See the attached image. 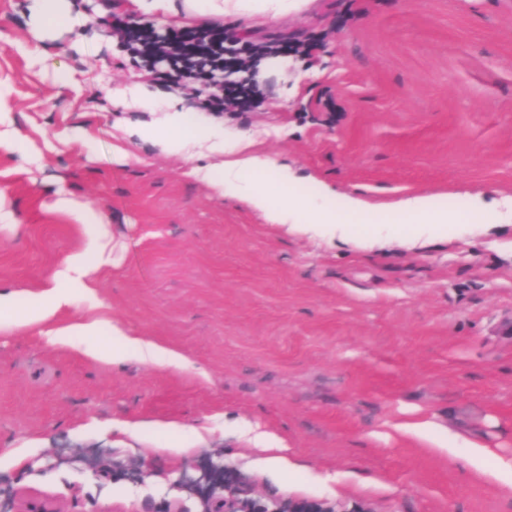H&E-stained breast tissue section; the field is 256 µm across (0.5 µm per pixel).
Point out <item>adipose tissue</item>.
Here are the masks:
<instances>
[{"label":"adipose tissue","mask_w":512,"mask_h":512,"mask_svg":"<svg viewBox=\"0 0 512 512\" xmlns=\"http://www.w3.org/2000/svg\"><path fill=\"white\" fill-rule=\"evenodd\" d=\"M129 3L147 14L158 12L165 17L180 18L182 25L187 26L192 20L211 16L274 21L299 10L305 0H129ZM30 11L32 35L38 40L48 31L61 27L75 30L86 22L72 0H32ZM114 98L127 109L155 116L154 121L127 127V138L149 142L160 154L170 156H186L195 148H206L217 157L216 163L201 169L211 186L218 194L238 198L263 213L269 223L288 226L297 234H326L349 241L355 223L365 220L369 214L367 204L358 198L349 199L339 213L326 210L323 202L317 200L298 202L293 195L297 178L290 167L255 151L252 139L245 133L224 127L211 117L190 116L174 100H161L159 90L149 85L116 89ZM86 135V129L73 128L64 131L57 140H45L39 148L17 133L9 113L0 111V149L16 154L26 164L42 159L44 151L54 150L56 144L85 142ZM52 208L86 228L87 239L55 268L48 286L30 294L26 302H19L16 291L0 290V330L36 327L51 345H66L81 336L86 340L88 356L115 365L133 357L165 370L190 368L191 360L178 350L132 335L120 322L97 315L99 300L94 279L112 264V255L104 244L108 235L106 221L96 208L64 188L56 191ZM396 217L411 220V227L398 231L392 223ZM466 220L463 214L449 218L447 209L431 196L407 195L389 211L378 215L375 230L363 237L362 243L378 246L385 243L388 235L397 232L408 245L422 246L432 240L447 239L450 223L462 224ZM77 302L88 306L89 315L78 323L64 322L63 311ZM100 335L111 337V347L95 344V337ZM397 429L436 454L449 456L455 449H466L465 461L472 474L497 484L505 495L512 496V458L494 456L483 441L454 431L445 436L436 435L434 423L428 420H409L398 424Z\"/></svg>","instance_id":"1"}]
</instances>
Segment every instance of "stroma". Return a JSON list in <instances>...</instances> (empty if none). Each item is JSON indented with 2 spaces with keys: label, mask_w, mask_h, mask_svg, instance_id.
Masks as SVG:
<instances>
[{
  "label": "stroma",
  "mask_w": 512,
  "mask_h": 512,
  "mask_svg": "<svg viewBox=\"0 0 512 512\" xmlns=\"http://www.w3.org/2000/svg\"><path fill=\"white\" fill-rule=\"evenodd\" d=\"M77 6L90 24L44 42L72 74L63 87L13 47L32 40L28 4L0 0L15 129L93 137L39 168L0 150V200L16 218L0 224V288L41 289L81 245L51 208L68 189L108 221L114 264L95 282L105 312L193 366L117 367L87 357L79 336L53 346L32 327L0 331V491L68 512H199L175 482L215 460L225 498L273 512H512L493 483L394 429L428 419L512 457V214L492 206L512 198V0H309L271 27L225 26V55L246 30L290 61L254 83L256 106L219 118L292 167L303 195L326 184L381 209L417 192L449 215L473 212L448 240L372 250L268 223L149 144L117 160L122 125L141 115L115 108L112 88L145 82L188 107L208 89L133 58L110 21L160 35L172 24L128 14L126 0ZM241 421L282 441L300 472L263 470ZM160 424L183 427L181 452H166Z\"/></svg>",
  "instance_id": "1"
}]
</instances>
